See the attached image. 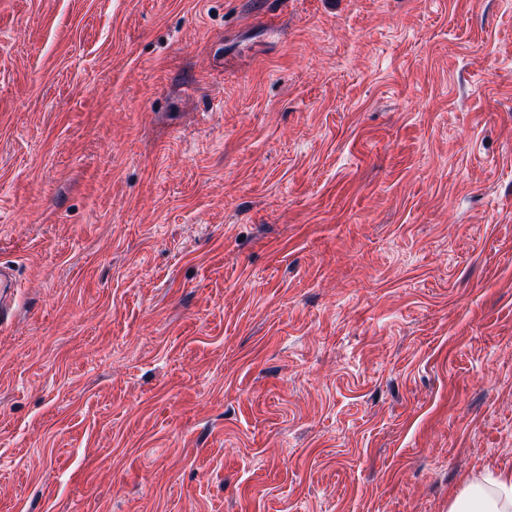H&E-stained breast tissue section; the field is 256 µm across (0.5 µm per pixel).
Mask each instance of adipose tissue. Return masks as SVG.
<instances>
[{"instance_id":"1","label":"adipose tissue","mask_w":512,"mask_h":512,"mask_svg":"<svg viewBox=\"0 0 512 512\" xmlns=\"http://www.w3.org/2000/svg\"><path fill=\"white\" fill-rule=\"evenodd\" d=\"M448 512H512V474L468 478L449 502Z\"/></svg>"}]
</instances>
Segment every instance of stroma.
<instances>
[{
	"mask_svg": "<svg viewBox=\"0 0 512 512\" xmlns=\"http://www.w3.org/2000/svg\"><path fill=\"white\" fill-rule=\"evenodd\" d=\"M0 512H448L512 474V0H0ZM17 288L14 268L8 263H0V324L11 321L13 303Z\"/></svg>",
	"mask_w": 512,
	"mask_h": 512,
	"instance_id": "1",
	"label": "stroma"
}]
</instances>
